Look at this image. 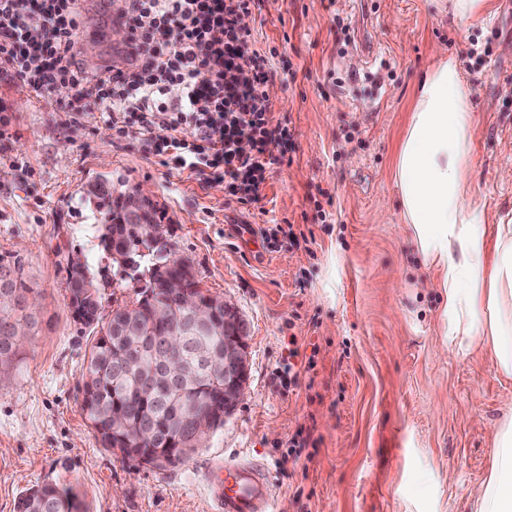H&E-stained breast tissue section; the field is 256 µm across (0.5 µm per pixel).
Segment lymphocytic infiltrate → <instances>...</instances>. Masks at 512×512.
<instances>
[{
    "label": "lymphocytic infiltrate",
    "instance_id": "f902f5d3",
    "mask_svg": "<svg viewBox=\"0 0 512 512\" xmlns=\"http://www.w3.org/2000/svg\"><path fill=\"white\" fill-rule=\"evenodd\" d=\"M81 2L0 0V73L37 94L70 85L81 105L69 116L106 112L117 136L137 128L158 154L224 181L239 203L259 202L277 162L267 146L280 130L268 118L269 61L240 23L253 0H128L135 52L95 72L78 57ZM174 86L181 96L173 101Z\"/></svg>",
    "mask_w": 512,
    "mask_h": 512
}]
</instances>
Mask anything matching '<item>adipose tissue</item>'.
<instances>
[{"instance_id": "adipose-tissue-1", "label": "adipose tissue", "mask_w": 512, "mask_h": 512, "mask_svg": "<svg viewBox=\"0 0 512 512\" xmlns=\"http://www.w3.org/2000/svg\"><path fill=\"white\" fill-rule=\"evenodd\" d=\"M417 87L395 181L403 218L441 273L453 322L448 346L487 351L512 381V224L486 234L485 213L466 197L472 90L458 62L438 50ZM474 512H512V419L494 432L491 469L472 495Z\"/></svg>"}]
</instances>
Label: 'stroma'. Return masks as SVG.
<instances>
[{
    "label": "stroma",
    "mask_w": 512,
    "mask_h": 512,
    "mask_svg": "<svg viewBox=\"0 0 512 512\" xmlns=\"http://www.w3.org/2000/svg\"><path fill=\"white\" fill-rule=\"evenodd\" d=\"M488 8L467 23L447 0H255L243 23L271 63L268 117L291 133L270 152L291 162L248 205L137 134L117 138L105 114L70 122L68 95L0 79V254L24 259L41 321L0 376V512L47 480L74 486L88 512H214L206 473L227 459L266 465L276 512H472L512 382L488 353L446 349L441 275L403 220L394 171L417 79L444 46L473 91L469 196L490 221L512 217V0ZM122 25L112 0H83L85 65L125 49ZM99 177L149 191L168 245L248 326L246 396L183 464L117 459L77 399L93 336L73 318L68 258L105 265L86 198ZM276 224L271 247L262 232Z\"/></svg>",
    "instance_id": "1"
}]
</instances>
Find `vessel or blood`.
I'll list each match as a JSON object with an SVG mask.
<instances>
[{"instance_id": "vessel-or-blood-1", "label": "vessel or blood", "mask_w": 512, "mask_h": 512, "mask_svg": "<svg viewBox=\"0 0 512 512\" xmlns=\"http://www.w3.org/2000/svg\"><path fill=\"white\" fill-rule=\"evenodd\" d=\"M209 485L217 512H273L275 498L261 466L231 461L216 464Z\"/></svg>"}]
</instances>
